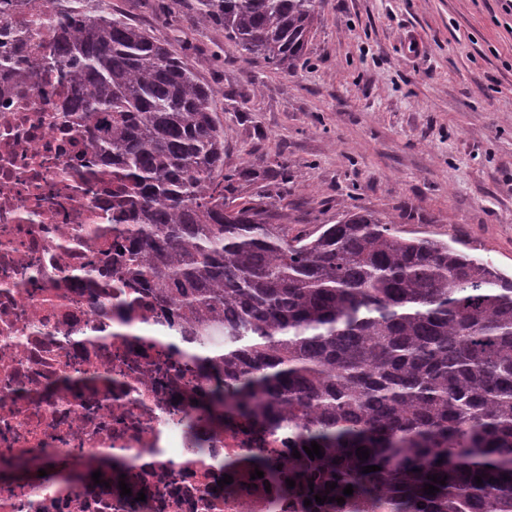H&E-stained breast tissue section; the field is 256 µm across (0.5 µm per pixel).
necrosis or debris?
Wrapping results in <instances>:
<instances>
[{"instance_id":"obj_1","label":"necrosis or debris","mask_w":512,"mask_h":512,"mask_svg":"<svg viewBox=\"0 0 512 512\" xmlns=\"http://www.w3.org/2000/svg\"><path fill=\"white\" fill-rule=\"evenodd\" d=\"M49 13L11 14L27 46L0 70V512H359L287 486V426L198 415L214 380L126 273L112 169L64 111Z\"/></svg>"}]
</instances>
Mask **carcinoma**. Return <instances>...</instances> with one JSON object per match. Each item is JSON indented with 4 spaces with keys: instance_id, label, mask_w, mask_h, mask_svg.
<instances>
[{
    "instance_id": "obj_1",
    "label": "carcinoma",
    "mask_w": 512,
    "mask_h": 512,
    "mask_svg": "<svg viewBox=\"0 0 512 512\" xmlns=\"http://www.w3.org/2000/svg\"><path fill=\"white\" fill-rule=\"evenodd\" d=\"M74 2L52 16L55 63L112 161L114 203L134 223L131 276L174 307L216 377L200 414L300 429L324 456L288 461L299 485L350 484L394 512H512V277L364 209L289 235L273 204L235 195L254 172L224 171V127L195 65ZM200 4L201 21L276 70L302 59L322 8ZM434 474L447 480L428 495Z\"/></svg>"
}]
</instances>
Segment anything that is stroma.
<instances>
[{
	"label": "stroma",
	"instance_id": "1",
	"mask_svg": "<svg viewBox=\"0 0 512 512\" xmlns=\"http://www.w3.org/2000/svg\"><path fill=\"white\" fill-rule=\"evenodd\" d=\"M169 40L214 93L237 194L289 235L386 216L512 275V0H324L304 58L249 57L199 0H83Z\"/></svg>",
	"mask_w": 512,
	"mask_h": 512
}]
</instances>
